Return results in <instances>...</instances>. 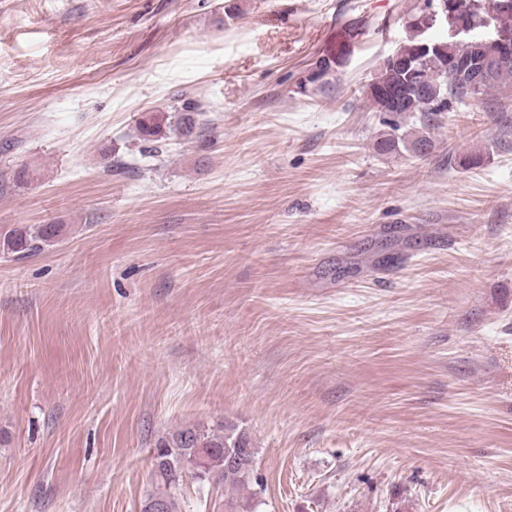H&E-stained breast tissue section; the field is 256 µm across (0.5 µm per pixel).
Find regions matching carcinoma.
<instances>
[{
    "label": "carcinoma",
    "instance_id": "carcinoma-1",
    "mask_svg": "<svg viewBox=\"0 0 512 512\" xmlns=\"http://www.w3.org/2000/svg\"><path fill=\"white\" fill-rule=\"evenodd\" d=\"M457 8L469 21L480 24L483 11L479 5H493L498 0H454ZM417 37L410 35L396 53L414 60L418 68V84L410 85L403 66L387 64L370 89L394 90L406 88L401 98L397 117L404 122L419 120L425 127L432 126L438 116L448 111L452 104L465 105L484 96L491 89H512V49L504 51L484 37L477 39L472 54L495 62L479 87L471 84L468 73L459 70L453 62V52L441 39L435 40L437 48L425 53L416 52ZM382 152L404 149L419 158L426 157L432 142L425 135L416 133L403 136H386L377 143ZM58 224H32L16 229L3 240L6 250L24 257L36 253L42 246L59 236ZM255 448L247 432L221 426L210 429L200 425H186L161 440L154 462V475L166 491L148 495L141 504V512H153V505L160 504L161 512H182L176 490L188 475L201 486L217 485L237 488L246 485L255 470Z\"/></svg>",
    "mask_w": 512,
    "mask_h": 512
}]
</instances>
